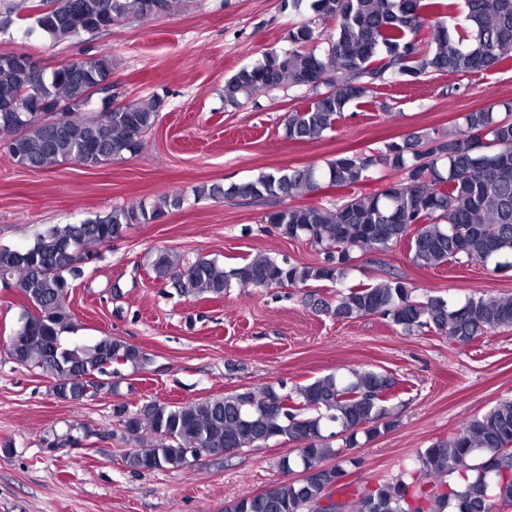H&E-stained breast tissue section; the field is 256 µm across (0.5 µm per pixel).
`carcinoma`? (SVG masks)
I'll return each mask as SVG.
<instances>
[{"mask_svg":"<svg viewBox=\"0 0 512 512\" xmlns=\"http://www.w3.org/2000/svg\"><path fill=\"white\" fill-rule=\"evenodd\" d=\"M186 0H36L37 27L55 42L94 33L128 16L141 20L182 9ZM465 32L440 19L446 0H311L323 21L333 22L328 47L306 48L319 39L308 23L291 30L294 47L273 53L255 66H243L224 83V102L275 89L283 84L314 92L313 102L288 116L285 134L312 140L334 128L346 108L368 96L388 78L414 81L439 74L465 76L491 70L512 57V0H466ZM112 54L75 58L45 72L29 57L0 54V131L13 132L7 150L14 162L50 169L75 161L90 169L137 152L158 119L160 98L120 108L105 101L87 111L89 91L113 77ZM319 77L328 83L316 85ZM381 161L402 178L380 190L354 193L333 210L320 205L267 212L263 222L288 238L304 236L324 251L313 266L258 256L229 269L202 257L184 263L167 250L150 262L154 278L169 281L184 294L221 297L232 288H283L328 282L334 298L314 300V309L340 319L381 315L404 332L422 328L461 345L498 329L512 327V299L470 297L450 305L438 296H419L393 277L376 284L346 283L356 249L386 252L400 243L423 268L449 262H493V271L512 268V119L493 108L464 116L453 137L412 135L387 145ZM375 157L340 155L326 167L291 168L223 188L195 189L197 198H282L315 193L322 184L350 189L368 178ZM182 198L115 208L78 224H57L22 249L0 250V279L15 281L25 308L8 346L13 361L38 368L53 380V391L79 401L97 396L95 379L145 360L125 340L103 336L89 346H68L67 303L72 280L82 275L86 246L110 244L132 224H148ZM397 379L375 370L349 378L329 374L290 390L266 385L255 391L227 392L190 403H152L116 414L123 434L148 443L123 455L128 471L144 474L190 468L197 449L259 448L272 439L294 442L301 467L315 473L303 480L283 477L262 492L244 493L226 512H323L319 502L348 491V512H512V399L462 423L445 438L419 451L397 477H382L371 489H351L345 451L357 435L374 438L390 430V401ZM341 437L343 447L332 439Z\"/></svg>","mask_w":512,"mask_h":512,"instance_id":"obj_1","label":"carcinoma"}]
</instances>
